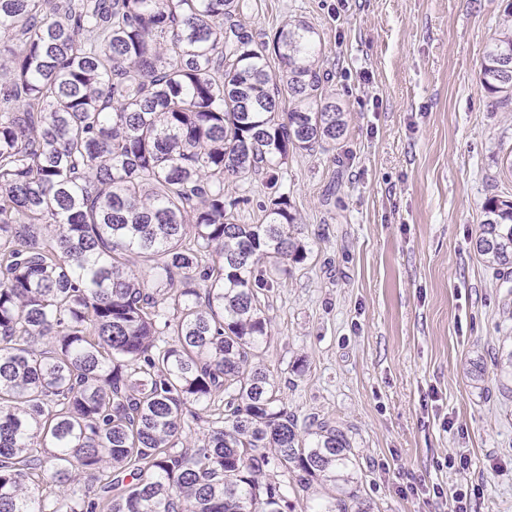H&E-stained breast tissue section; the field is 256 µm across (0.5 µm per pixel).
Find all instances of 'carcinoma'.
Segmentation results:
<instances>
[{"label":"carcinoma","mask_w":512,"mask_h":512,"mask_svg":"<svg viewBox=\"0 0 512 512\" xmlns=\"http://www.w3.org/2000/svg\"><path fill=\"white\" fill-rule=\"evenodd\" d=\"M246 7L0 0V512H295L315 480L335 495L312 512L356 499L346 432L298 425L255 363L261 291L307 257L281 166L336 145L346 112L315 28L258 40ZM479 81L512 104V23ZM256 176L265 219L237 224L224 183ZM483 211L500 274L512 201Z\"/></svg>","instance_id":"1"}]
</instances>
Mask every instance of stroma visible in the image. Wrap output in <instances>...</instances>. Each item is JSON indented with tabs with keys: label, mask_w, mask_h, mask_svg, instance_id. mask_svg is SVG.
<instances>
[{
	"label": "stroma",
	"mask_w": 512,
	"mask_h": 512,
	"mask_svg": "<svg viewBox=\"0 0 512 512\" xmlns=\"http://www.w3.org/2000/svg\"><path fill=\"white\" fill-rule=\"evenodd\" d=\"M512 0H251L273 37L319 34L329 92L348 114L335 149L282 167L307 257L264 294L260 361L299 421L352 441L371 512H512V280L474 249L483 205L512 196V109L479 83ZM239 224L260 223L261 180L227 182Z\"/></svg>",
	"instance_id": "35a3bbf8"
}]
</instances>
